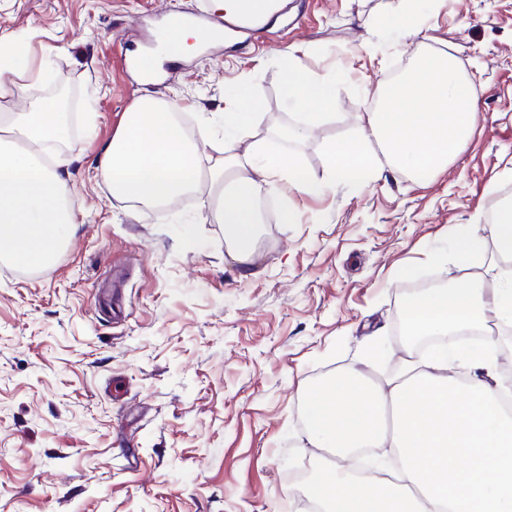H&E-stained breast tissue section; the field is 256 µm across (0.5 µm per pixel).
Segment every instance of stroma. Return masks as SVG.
Here are the masks:
<instances>
[{
  "label": "stroma",
  "instance_id": "1",
  "mask_svg": "<svg viewBox=\"0 0 512 512\" xmlns=\"http://www.w3.org/2000/svg\"><path fill=\"white\" fill-rule=\"evenodd\" d=\"M257 31L196 44L143 83V56L172 13L209 0H0L28 88L9 112L73 87L52 149L80 209L47 270L0 262V512H302L294 476L319 460L305 392L357 368L385 381L407 340L403 305L455 274L451 237L512 202V0H440L419 35L387 37L401 0H282ZM447 50L480 121L430 180L386 174L363 189L281 188L241 275L201 188L151 208L113 197L97 160L131 102H173L192 137L218 143L228 111L254 108L251 139L327 177L330 142L424 52ZM343 72L336 116L297 141L282 96L289 58ZM248 89L249 99L236 96ZM302 213L284 224L286 207Z\"/></svg>",
  "mask_w": 512,
  "mask_h": 512
}]
</instances>
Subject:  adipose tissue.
Masks as SVG:
<instances>
[{
  "mask_svg": "<svg viewBox=\"0 0 512 512\" xmlns=\"http://www.w3.org/2000/svg\"><path fill=\"white\" fill-rule=\"evenodd\" d=\"M23 77L16 43L0 35V99L25 91ZM340 79L333 70L319 74L288 65L283 94L301 110L292 138L326 120ZM379 98L377 111L358 115L361 137L327 145L329 185L365 187L386 170L427 180L480 119L471 86L446 51L420 55L411 73L382 86ZM256 118L225 113L224 127L233 136L206 156L165 101L143 95L127 109L98 168L113 194L147 205L174 203L210 182L230 258L246 271L258 260L256 201L282 179L305 194L325 187L290 156L259 154L247 141ZM65 134L52 98L0 116L1 259L45 269L59 256L76 207L39 148ZM373 141L382 146L384 162L369 150ZM487 231L492 282L465 274L410 300L404 319L412 334L512 326L511 205L499 208ZM497 355L498 341L488 337L484 351L461 361L470 370L464 381L453 374L456 357L409 350L385 383L348 369L313 385L302 406L307 439L331 458L304 491L314 512H512V411L503 409L512 388L497 377ZM359 448L390 449L398 463L394 479L362 480L347 470L343 459Z\"/></svg>",
  "mask_w": 512,
  "mask_h": 512,
  "instance_id": "obj_1",
  "label": "adipose tissue"
}]
</instances>
